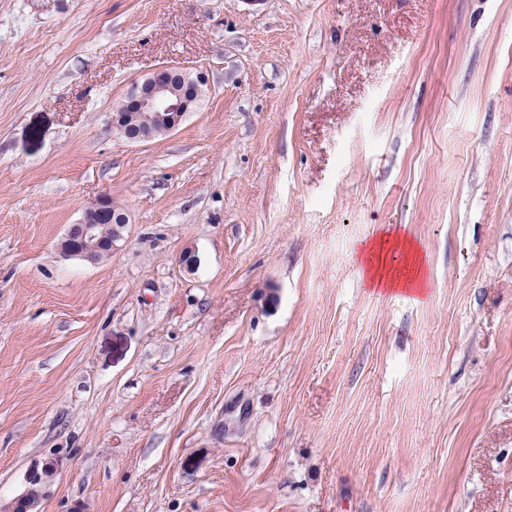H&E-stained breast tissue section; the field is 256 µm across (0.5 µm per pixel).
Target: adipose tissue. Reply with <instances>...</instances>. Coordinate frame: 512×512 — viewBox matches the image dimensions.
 <instances>
[{"label":"adipose tissue","instance_id":"1","mask_svg":"<svg viewBox=\"0 0 512 512\" xmlns=\"http://www.w3.org/2000/svg\"><path fill=\"white\" fill-rule=\"evenodd\" d=\"M401 251L405 270L397 272L389 257L390 252ZM364 276L371 288L382 293L416 296L427 285L424 258L418 246L407 236L397 234L380 238L365 246Z\"/></svg>","mask_w":512,"mask_h":512}]
</instances>
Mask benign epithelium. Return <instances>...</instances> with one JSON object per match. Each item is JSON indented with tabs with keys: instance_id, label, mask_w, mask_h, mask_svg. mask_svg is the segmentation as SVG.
I'll return each mask as SVG.
<instances>
[{
	"instance_id": "1",
	"label": "benign epithelium",
	"mask_w": 512,
	"mask_h": 512,
	"mask_svg": "<svg viewBox=\"0 0 512 512\" xmlns=\"http://www.w3.org/2000/svg\"><path fill=\"white\" fill-rule=\"evenodd\" d=\"M207 78L202 72H189L179 66H160L130 86L113 109L112 124L126 131L129 142H146L175 131L205 93ZM128 224L126 212L108 195H101L85 208L81 219L68 226L58 243L65 258L92 264L118 249ZM29 478L25 493L0 512H36L42 498L44 478Z\"/></svg>"
}]
</instances>
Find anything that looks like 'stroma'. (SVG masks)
Masks as SVG:
<instances>
[{
	"mask_svg": "<svg viewBox=\"0 0 512 512\" xmlns=\"http://www.w3.org/2000/svg\"><path fill=\"white\" fill-rule=\"evenodd\" d=\"M47 465L40 512H512V0H0V501ZM203 72L160 66L132 83L113 109L112 124L126 131L129 142H146L175 131L205 93ZM125 138L122 130L115 129ZM128 221L126 212L110 196L101 195L85 208L76 224L68 226L58 251L65 258L96 264L118 249ZM108 225H112L110 234L103 230ZM400 249L404 255L406 272H396L389 259V253ZM366 253V267L363 270L371 288L381 293H394L416 298L422 288L427 285L424 272V258L418 246L406 235L395 234L392 238H384L367 244L363 248Z\"/></svg>",
	"mask_w": 512,
	"mask_h": 512,
	"instance_id": "35a3bbf8",
	"label": "stroma"
}]
</instances>
